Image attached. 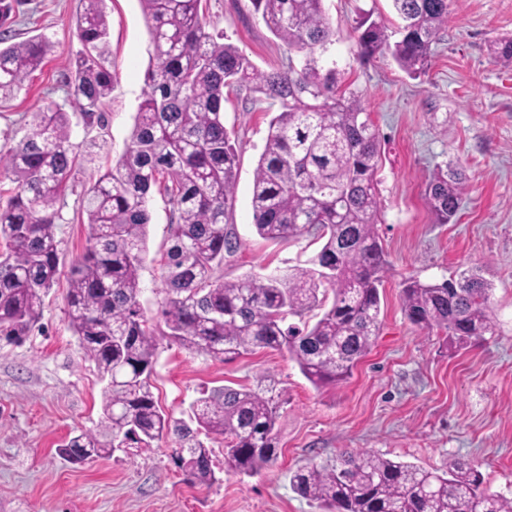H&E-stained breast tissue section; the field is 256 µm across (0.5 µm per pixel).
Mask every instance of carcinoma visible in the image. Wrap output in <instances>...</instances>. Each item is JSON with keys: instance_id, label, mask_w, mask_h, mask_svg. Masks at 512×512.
<instances>
[{"instance_id": "cac0c4a2", "label": "carcinoma", "mask_w": 512, "mask_h": 512, "mask_svg": "<svg viewBox=\"0 0 512 512\" xmlns=\"http://www.w3.org/2000/svg\"><path fill=\"white\" fill-rule=\"evenodd\" d=\"M104 0H80L76 35L84 47L67 87L87 124L101 122L112 93ZM153 45L147 91L123 153L87 191L88 246L70 266L67 304L80 345L97 364L104 388L99 430L82 431L58 448L77 461L106 459L115 444L146 447L174 435L172 457L186 479L215 480L212 449L198 433L224 438V459L253 476L279 459L277 406L259 392L229 387L201 392L190 420L171 421L151 385L158 341L141 308L140 271L146 251L147 208L153 188L172 208L161 309L167 335L183 348L229 361L260 349L286 351L315 385L345 381L370 351L380 329L379 285L387 269L379 243L376 172L378 129L355 95L338 88L336 69L315 54L336 39L323 0H251L254 11L288 49L304 53L299 66L262 73L236 46L211 33L200 0H140ZM402 25L392 43L385 27L363 19L355 27L360 53L390 52L411 76L426 73L432 46L448 24L449 0H393ZM12 4L0 0V97L17 96L51 53L44 35L8 46ZM490 55L512 64V39L493 42ZM253 84L279 104L255 171L251 209L267 240L304 235L322 241L305 267L283 275L237 280L214 276L237 251L227 227L236 187V147L224 127V88ZM79 145L67 112L54 103L35 113L23 139L0 155L16 189L0 208V332L21 340L41 314L59 276L56 220ZM461 170L438 169L425 201L440 224L460 209ZM332 292L333 300L324 307ZM402 306L413 324L444 330L466 345L494 334L489 284L475 271L456 279L402 282ZM324 308L311 326H284ZM295 493L320 512H512V497L489 493L468 459L441 471L370 451L345 452L336 465L300 467L290 474Z\"/></svg>"}]
</instances>
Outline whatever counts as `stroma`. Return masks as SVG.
Returning <instances> with one entry per match:
<instances>
[{
  "label": "stroma",
  "mask_w": 512,
  "mask_h": 512,
  "mask_svg": "<svg viewBox=\"0 0 512 512\" xmlns=\"http://www.w3.org/2000/svg\"><path fill=\"white\" fill-rule=\"evenodd\" d=\"M105 5L115 81L103 124L92 127L72 111L67 95L82 48L74 33L79 0H17L13 12L17 39L44 34L54 48L28 79L27 92L0 100V151L15 146L33 112L49 102L69 110L73 141L92 151L73 172L56 225L64 271L87 245L82 198L125 148L151 59L139 0ZM323 9L337 36L320 63L337 68L341 91L358 96L381 137L377 232L388 267L371 352L347 381L317 387L288 353L261 349L222 362L162 335L151 376L161 407L184 420L202 389H272L280 402L278 463L254 477L237 474L225 463L223 441L209 438L216 481L192 484L172 463L170 437L142 452L75 463L58 448L75 432L97 430L104 383L70 327L67 281L59 279L21 342L0 337V512H319L293 492L289 473L305 465L332 466L346 450L426 468L463 457L477 465L490 492L512 493V65L495 63L488 54L491 42L512 38V0H452L432 65L416 78L390 56L366 60L358 54L353 29L361 17L371 16L395 34L399 21L390 0H323ZM200 13L209 31L222 33L258 71L284 70L302 60L270 32L250 0H201ZM278 110L261 93L224 91V125L238 154L229 226L239 248L219 270L227 280L288 271L320 248L309 236L271 242L254 227V173ZM451 160L464 168L467 188L457 218L439 224L424 191L437 168ZM148 209L139 300L150 324L162 330L172 212L156 191ZM471 267L493 285L494 335L461 346L445 332L407 319L404 278L439 282Z\"/></svg>",
  "instance_id": "obj_1"
}]
</instances>
